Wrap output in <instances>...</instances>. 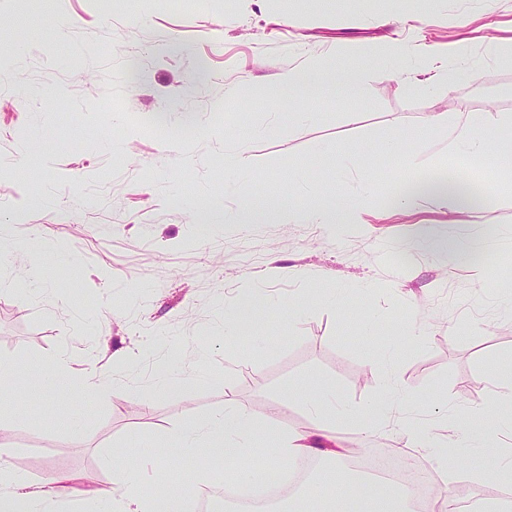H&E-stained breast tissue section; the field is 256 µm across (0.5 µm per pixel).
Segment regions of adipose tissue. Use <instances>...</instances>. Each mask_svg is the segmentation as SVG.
I'll return each mask as SVG.
<instances>
[{
	"label": "adipose tissue",
	"instance_id": "adipose-tissue-1",
	"mask_svg": "<svg viewBox=\"0 0 512 512\" xmlns=\"http://www.w3.org/2000/svg\"><path fill=\"white\" fill-rule=\"evenodd\" d=\"M428 131L447 134L448 147L466 158L494 155L512 161V140L495 135L492 126L474 121L471 113H459L449 118L447 113H431ZM459 177L441 175L405 176L397 187L395 203L404 209L432 204L450 210L464 203L459 191ZM365 205L328 206L318 201L306 204L279 202L257 211L253 201H246L233 216L236 224L262 222L292 224H359L363 221ZM271 298L260 290H252L240 303L224 312V339L233 341L240 331L250 327L270 305ZM404 395L397 383H390L385 393L365 406L345 411V420L362 435L380 433L393 428L397 402ZM302 400L308 409L318 414L316 431L278 430L273 434V446L266 463L257 468L240 470L238 480L245 485H256L265 470H291L295 464L314 452V438L332 439L336 436V418L326 414L327 405L334 403L336 390L327 383L313 384L302 380L290 384L287 397L269 398L263 409L254 410L234 398L224 401L223 410L188 422L171 437L167 453L172 457L204 454L207 462H234L244 455L252 438L265 424L274 421L289 400ZM512 413V379L504 378L499 391L483 404L459 413L448 425V436H441L422 427L399 430L406 447L440 451L441 466L448 475L466 470L470 479L486 484L496 481L500 471L512 468V449L500 446L505 429L492 418L497 414ZM475 442L483 447L485 461L461 468L458 449L461 443ZM11 450L0 443V512H59L76 489L75 475L48 472L39 482L9 464ZM206 478L204 469H196L192 480L175 481L156 455L146 456L136 467L113 466L111 491L94 490L90 496L98 512H182L184 502L195 485ZM328 505L330 512H410L412 499L403 491L392 496L367 498L362 480L330 468L320 474L305 492L289 500L286 512H314L315 503Z\"/></svg>",
	"mask_w": 512,
	"mask_h": 512
}]
</instances>
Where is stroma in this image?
<instances>
[{"mask_svg": "<svg viewBox=\"0 0 512 512\" xmlns=\"http://www.w3.org/2000/svg\"><path fill=\"white\" fill-rule=\"evenodd\" d=\"M510 39L512 0H0V225L49 265L38 288L26 255L0 260V360L25 394L0 404L12 466L98 487L225 397L257 409L297 379L362 406L395 373L401 423L439 432L489 399L512 373V170L487 165L500 189L486 201L409 211L391 203L404 170L390 157L470 174L446 138L407 135L433 112L512 114V65L494 55ZM394 40L405 57L386 53ZM457 41L471 54L449 84L410 81L426 44ZM314 60L363 71L361 93L324 81L284 96L281 73ZM236 137L254 160L240 181L220 163ZM205 193L228 216L246 198L364 195L370 210L331 228L216 229L199 218ZM255 287L302 299L300 315L268 308L225 342L218 306ZM59 356L78 434L29 389ZM162 358L186 380L173 398L150 384ZM93 367L112 384L85 400Z\"/></svg>", "mask_w": 512, "mask_h": 512, "instance_id": "35a3bbf8", "label": "stroma"}]
</instances>
